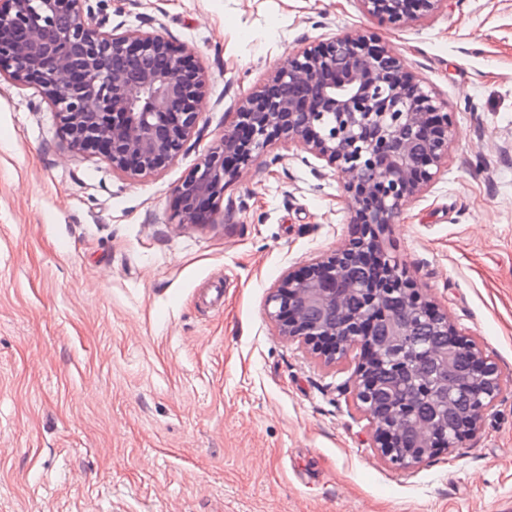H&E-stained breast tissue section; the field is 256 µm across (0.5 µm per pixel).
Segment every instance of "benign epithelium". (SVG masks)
Masks as SVG:
<instances>
[{
	"label": "benign epithelium",
	"mask_w": 512,
	"mask_h": 512,
	"mask_svg": "<svg viewBox=\"0 0 512 512\" xmlns=\"http://www.w3.org/2000/svg\"><path fill=\"white\" fill-rule=\"evenodd\" d=\"M392 28L435 17L447 0H358ZM89 0H0V75L41 87L72 148L94 150L128 177L176 158L199 125L204 77L188 50L148 31L108 30ZM453 113L398 56L357 35L303 47L242 97L215 147L177 187L182 225L273 140L324 159L341 179L351 234L287 273L268 298L277 335L326 365L361 350L352 388L376 452L407 471L475 433L498 395L497 366L461 336L384 255L380 231L448 164ZM448 337L420 349L408 337Z\"/></svg>",
	"instance_id": "obj_1"
}]
</instances>
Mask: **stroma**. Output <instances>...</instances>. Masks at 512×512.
<instances>
[{
	"instance_id": "obj_1",
	"label": "stroma",
	"mask_w": 512,
	"mask_h": 512,
	"mask_svg": "<svg viewBox=\"0 0 512 512\" xmlns=\"http://www.w3.org/2000/svg\"><path fill=\"white\" fill-rule=\"evenodd\" d=\"M188 47L199 130L157 173L72 149L39 89L0 77V512H512V0L412 29L357 0H91ZM376 39L455 114L448 168L382 236L499 367L478 432L410 471L377 458L350 390L277 336L279 278L347 238L326 161L272 145L180 225L177 186L237 100L303 44Z\"/></svg>"
}]
</instances>
